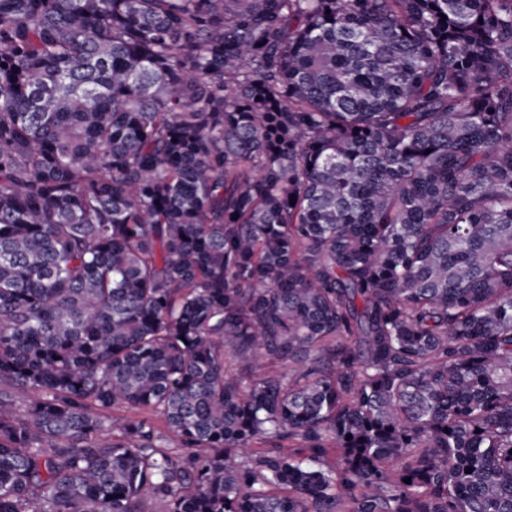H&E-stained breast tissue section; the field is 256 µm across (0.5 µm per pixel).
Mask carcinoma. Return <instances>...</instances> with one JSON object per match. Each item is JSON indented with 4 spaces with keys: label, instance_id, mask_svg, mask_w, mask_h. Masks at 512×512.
<instances>
[{
    "label": "carcinoma",
    "instance_id": "cac0c4a2",
    "mask_svg": "<svg viewBox=\"0 0 512 512\" xmlns=\"http://www.w3.org/2000/svg\"><path fill=\"white\" fill-rule=\"evenodd\" d=\"M0 512H512V0H0Z\"/></svg>",
    "mask_w": 512,
    "mask_h": 512
}]
</instances>
